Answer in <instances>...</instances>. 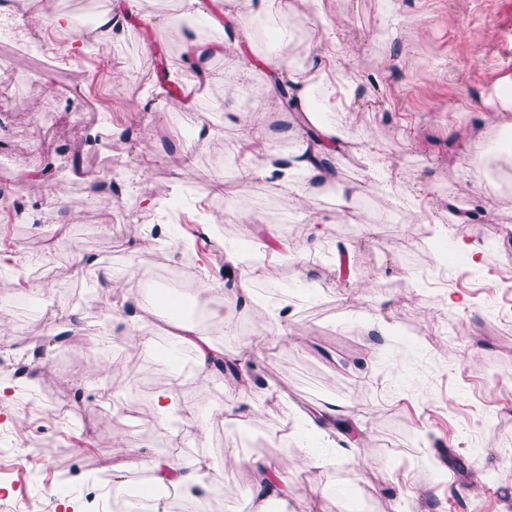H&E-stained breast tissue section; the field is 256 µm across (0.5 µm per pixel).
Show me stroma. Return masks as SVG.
Wrapping results in <instances>:
<instances>
[{
  "label": "stroma",
  "instance_id": "1",
  "mask_svg": "<svg viewBox=\"0 0 512 512\" xmlns=\"http://www.w3.org/2000/svg\"><path fill=\"white\" fill-rule=\"evenodd\" d=\"M219 0H16L32 51L17 53L0 32V194L21 197L19 214L0 211V262L25 266L35 248L58 272L26 290L0 287V377L11 395L0 422L13 431L0 445V495L21 512H106L94 464L106 462L127 484L151 482L150 462L167 456L166 428L155 417L124 416L119 405L143 386V373L178 382L201 423L180 447L201 459L223 486L212 512H252L249 458L310 449L314 468L285 470L317 512H512V156L491 118L495 91L512 87V0H320L296 17H243L254 52H275L266 34L288 23L300 45L331 26L336 52L311 91L343 80L359 89L348 111L312 113L335 126L345 145L336 179L308 200L287 194L277 178L245 180L264 164L259 138L244 137L239 114L251 113L262 78L232 94L235 111L215 110L228 95L210 82L193 106L178 95L189 65L188 38L215 42L210 24ZM113 13L112 32L83 46L73 30L39 24L35 14ZM400 32L384 45V27ZM206 122L204 145L181 138ZM481 138L488 157L474 175L467 142ZM194 165L193 195L182 222L165 237L151 233L149 199L181 193L182 149ZM390 171L375 191L343 203L341 184L368 174L372 153ZM120 161L122 185L95 196L88 184L100 157ZM57 165L54 198L40 191L45 163ZM422 191L420 201L407 188ZM472 208L475 224H452L449 210ZM197 240L202 285L223 287L225 249L261 246L257 269H234L246 307L225 303L229 327L199 326L227 352L262 331L277 308L260 285L268 272L288 299V337L269 335L245 371L256 392L226 413L232 390L224 375L181 373L170 352L185 344L165 315L138 318L125 295L187 265L185 232ZM482 252L479 267L458 268L457 238ZM319 239L315 250L303 245ZM295 249L296 257L286 256ZM98 256L112 269V306L97 301L95 277L77 278L76 258ZM142 277H134V269ZM136 356L140 371L112 385V359ZM273 390L275 405L263 395ZM338 405L355 419L361 442L338 458L307 418ZM234 419L236 426L224 428ZM241 461L226 462L228 449Z\"/></svg>",
  "mask_w": 512,
  "mask_h": 512
}]
</instances>
